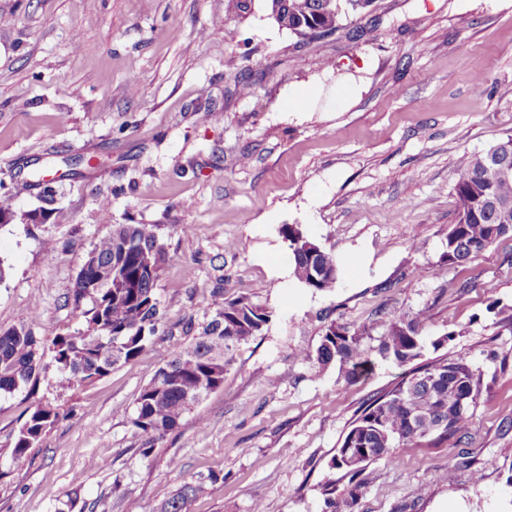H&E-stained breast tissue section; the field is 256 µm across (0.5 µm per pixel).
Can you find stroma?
I'll use <instances>...</instances> for the list:
<instances>
[{"label":"stroma","instance_id":"obj_1","mask_svg":"<svg viewBox=\"0 0 512 512\" xmlns=\"http://www.w3.org/2000/svg\"><path fill=\"white\" fill-rule=\"evenodd\" d=\"M510 86L512 0H372L304 44L268 0H0V196L17 214L0 226V330L35 313L80 328L66 292L108 224L160 225L169 255L165 318L140 356L81 386L49 367L35 393L0 398V512H158L211 473L221 482L191 512H330L325 483L350 487L331 461L401 369L372 340L352 383L309 355L328 322L393 310L424 312L425 340L454 333L446 350L478 369L481 392L463 442L370 463L355 512H512V327L493 313L512 307V238L441 262L456 163L512 136ZM206 107L216 120L201 122ZM284 224L335 257V288L297 282ZM219 292L270 321L223 387L143 448L128 410ZM37 399L68 414L13 460Z\"/></svg>","mask_w":512,"mask_h":512}]
</instances>
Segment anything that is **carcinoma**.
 <instances>
[{
  "instance_id": "cac0c4a2",
  "label": "carcinoma",
  "mask_w": 512,
  "mask_h": 512,
  "mask_svg": "<svg viewBox=\"0 0 512 512\" xmlns=\"http://www.w3.org/2000/svg\"><path fill=\"white\" fill-rule=\"evenodd\" d=\"M369 6V0H279L288 31L301 40L311 24L335 32L342 17ZM512 136L481 154L464 155L455 169L454 191L458 200L456 223L448 227L447 251L442 262L460 265L512 235ZM280 234L288 243L293 275L304 287L325 291L334 287L337 265L333 255L309 238L297 224H284ZM168 255L155 224H110L99 236L83 263L98 266L103 283L89 286L78 274L67 290V299L83 311L82 328L72 334L49 332L36 335L29 325L0 331V396L11 395L34 383L50 357L58 372L71 383H90L119 363L134 360L155 336L163 319L156 285ZM269 312L249 298L239 296L217 303L211 319L194 331L182 328L185 347L160 367L134 401L130 421L144 444L154 447L176 430L185 414L224 384L232 351L262 333ZM421 315L410 317L397 310L354 328L329 322L314 358L318 368L339 366L344 379L353 382L367 365L365 339L377 337L379 352L404 368L393 386L378 392L364 404L360 415L343 438L332 466L361 476L367 465L384 459L399 462L411 448L436 447L454 439L462 441L473 420L470 408L480 394L476 370L463 358L439 355L422 363L424 342ZM63 417L49 403L38 402L12 442L13 459L42 442ZM218 476L209 475L184 483L164 502L160 512H189L190 503L206 493ZM331 508L354 512L355 489L336 499L335 486L327 488Z\"/></svg>"
}]
</instances>
